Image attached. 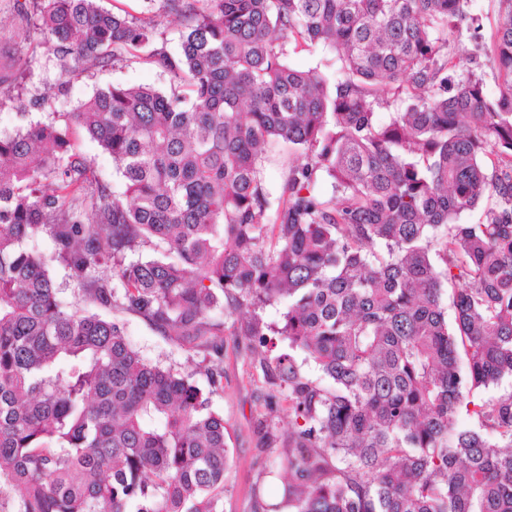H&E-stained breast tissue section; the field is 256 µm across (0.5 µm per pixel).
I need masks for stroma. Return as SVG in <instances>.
Instances as JSON below:
<instances>
[{"instance_id": "35a3bbf8", "label": "stroma", "mask_w": 512, "mask_h": 512, "mask_svg": "<svg viewBox=\"0 0 512 512\" xmlns=\"http://www.w3.org/2000/svg\"><path fill=\"white\" fill-rule=\"evenodd\" d=\"M498 4L496 0H471L469 14L478 27L465 31L458 56L459 71L481 75L489 97L499 92L498 76L485 65L481 46L489 42L495 30ZM26 65L32 76L26 82V95L40 94L47 87L56 93L41 109L20 113L15 92L0 94V132L8 133L27 122L45 121L52 113L67 112L96 90L114 83L144 85L167 89L169 77L147 64H117L102 70L75 72L60 77L47 62V51L39 47L36 37L27 35L25 23L17 11L16 0H0V73L16 71ZM128 342L147 362L176 373H194L202 359L188 346L178 344L138 316L119 317ZM263 349L258 343L241 336L224 338V389L211 397V407L224 418L225 435L232 464L224 474L222 512H265L268 504L279 501L286 471L277 462L290 449L289 434L293 429L287 398L266 405L265 395L272 386L261 361ZM273 418L277 440L265 446L257 431L258 419Z\"/></svg>"}]
</instances>
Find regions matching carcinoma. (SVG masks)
I'll return each instance as SVG.
<instances>
[{
    "label": "carcinoma",
    "mask_w": 512,
    "mask_h": 512,
    "mask_svg": "<svg viewBox=\"0 0 512 512\" xmlns=\"http://www.w3.org/2000/svg\"><path fill=\"white\" fill-rule=\"evenodd\" d=\"M469 2L147 0L133 16L31 0L60 76L144 60L170 86L114 83L0 132V512H221L218 316L243 309L231 335L278 336L322 375L290 353L267 365L268 400L286 393L296 421L291 512H512V392L455 425L474 390L512 378V0L484 48L495 99L472 72L448 78ZM162 17L183 26L178 54ZM317 48L334 72L288 63ZM45 232L96 311L60 299L28 247ZM104 312L203 353L208 390ZM73 138L81 153L93 164L99 176L108 182L114 190L122 192L123 186L113 168L112 158L84 131L76 130ZM288 157V146L279 144L271 149L266 162L267 179L271 187L275 188L277 186L281 168L288 163Z\"/></svg>",
    "instance_id": "1"
}]
</instances>
